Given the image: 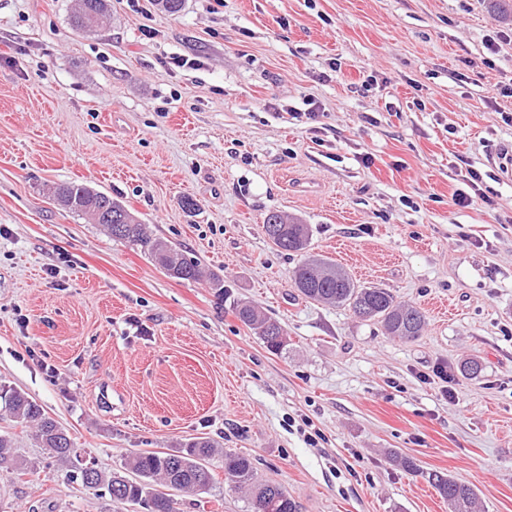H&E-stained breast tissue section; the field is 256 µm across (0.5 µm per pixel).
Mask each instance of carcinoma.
Returning a JSON list of instances; mask_svg holds the SVG:
<instances>
[{
  "label": "carcinoma",
  "mask_w": 512,
  "mask_h": 512,
  "mask_svg": "<svg viewBox=\"0 0 512 512\" xmlns=\"http://www.w3.org/2000/svg\"><path fill=\"white\" fill-rule=\"evenodd\" d=\"M107 9V0H80V7L73 14V26L83 32L94 31L101 27ZM52 196L68 212L105 225L112 238L140 247L169 277L182 281L203 277L198 261L148 233L122 201L75 181L56 184ZM263 227L278 249L301 256L294 280L303 296L347 307L363 320H377L388 335L402 341L420 336L425 324L420 309L397 302L385 288L363 287L335 262L308 253L310 225L281 212H270L264 218ZM234 314L244 326L256 331L269 351L278 353L287 346L283 326L259 307L239 302ZM0 402L18 422L33 426L36 438L69 468L71 478L104 491L114 502L137 505L147 512H176L173 499L160 488L193 492L213 483L207 460L214 454V445L204 439L188 443L178 451L138 453L124 462L123 470L106 473L96 468L87 479L85 463L73 440L35 400L22 391L10 389L0 392ZM17 463L12 439L1 435L0 470H12ZM427 479L441 498L448 501L449 512H474L477 496L470 486L441 471L427 473ZM224 481L246 491L252 502L251 512H298V505L282 487L257 480L253 462L247 456L224 454Z\"/></svg>",
  "instance_id": "cac0c4a2"
}]
</instances>
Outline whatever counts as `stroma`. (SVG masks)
Returning a JSON list of instances; mask_svg holds the SVG:
<instances>
[{"instance_id": "stroma-1", "label": "stroma", "mask_w": 512, "mask_h": 512, "mask_svg": "<svg viewBox=\"0 0 512 512\" xmlns=\"http://www.w3.org/2000/svg\"><path fill=\"white\" fill-rule=\"evenodd\" d=\"M109 3L86 33L76 0H0V390L105 470L210 440L213 485L177 493V512H249L228 451L301 512H448L403 457L512 512V98L484 101L512 82V42L486 48L512 23L490 0ZM472 169L491 200L457 206ZM71 181L117 197L223 295L66 211L48 189ZM273 210L420 308L421 336L304 299L298 257L263 231ZM239 301L284 326L285 350ZM0 434L25 469L0 471V512H133L3 410ZM234 314L244 326L256 331L269 351L278 353L288 345L287 341H283L288 335L280 322L267 316L254 304L239 302L234 307Z\"/></svg>"}]
</instances>
